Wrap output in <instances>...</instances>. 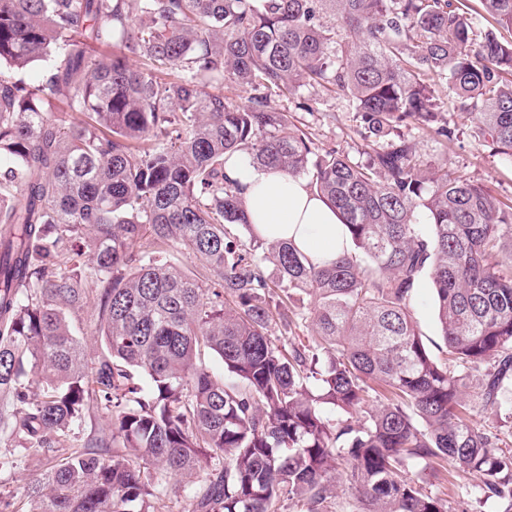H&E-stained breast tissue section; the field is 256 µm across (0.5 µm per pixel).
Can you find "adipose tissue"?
<instances>
[{"mask_svg": "<svg viewBox=\"0 0 512 512\" xmlns=\"http://www.w3.org/2000/svg\"><path fill=\"white\" fill-rule=\"evenodd\" d=\"M225 172L239 183L245 215L261 238L292 241L318 265L348 249L341 218L310 190L306 180L254 167L242 156L229 164Z\"/></svg>", "mask_w": 512, "mask_h": 512, "instance_id": "1", "label": "adipose tissue"}]
</instances>
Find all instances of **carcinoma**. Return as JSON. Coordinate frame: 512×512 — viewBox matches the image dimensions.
Listing matches in <instances>:
<instances>
[{"label": "carcinoma", "instance_id": "obj_1", "mask_svg": "<svg viewBox=\"0 0 512 512\" xmlns=\"http://www.w3.org/2000/svg\"><path fill=\"white\" fill-rule=\"evenodd\" d=\"M478 2L482 31L461 0H0V443L55 461L0 512H165L173 482L184 512H332L339 482L364 512H450L422 462L512 512V451L466 419L512 420V204L401 133L448 140L466 114L512 165V0ZM224 81L249 105L208 91ZM302 89L345 97L365 163L269 107ZM240 155L307 179L350 250L319 266L257 237ZM424 273L445 365L411 315ZM91 291L90 362L69 316ZM95 412L109 431L84 437Z\"/></svg>", "mask_w": 512, "mask_h": 512}]
</instances>
